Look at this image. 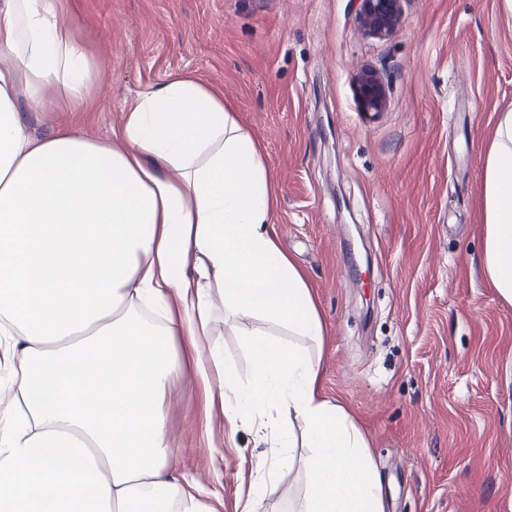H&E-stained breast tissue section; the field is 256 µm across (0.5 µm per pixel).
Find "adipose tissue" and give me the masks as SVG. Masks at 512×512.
I'll use <instances>...</instances> for the list:
<instances>
[{
    "instance_id": "ef3b65f1",
    "label": "adipose tissue",
    "mask_w": 512,
    "mask_h": 512,
    "mask_svg": "<svg viewBox=\"0 0 512 512\" xmlns=\"http://www.w3.org/2000/svg\"><path fill=\"white\" fill-rule=\"evenodd\" d=\"M99 69L61 0H0V512H212L170 444L189 368L228 434L266 447L240 512H269L287 469L288 512H386L367 434L322 389L329 325L254 137L188 74L141 90L111 139L31 134L21 102L86 111ZM484 155L480 263L512 306V108ZM212 336L216 345L224 350V357L233 362L242 378H248L250 374V356L244 344L243 336H239L237 330L224 329L223 323H218Z\"/></svg>"
}]
</instances>
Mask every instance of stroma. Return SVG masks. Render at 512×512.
<instances>
[{
  "label": "stroma",
  "mask_w": 512,
  "mask_h": 512,
  "mask_svg": "<svg viewBox=\"0 0 512 512\" xmlns=\"http://www.w3.org/2000/svg\"><path fill=\"white\" fill-rule=\"evenodd\" d=\"M101 62L98 102L63 112L98 138L138 91L213 85L262 149L275 230L330 325L323 387L366 430L388 512H512V306L486 287L483 155L512 108L499 0H407L368 35L355 0H63ZM384 112H358L360 70ZM171 444L214 512H238L261 449L224 432L192 376L170 384ZM389 84L376 69L364 70L355 80L357 106L364 114L384 112L388 102Z\"/></svg>",
  "instance_id": "35a3bbf8"
}]
</instances>
